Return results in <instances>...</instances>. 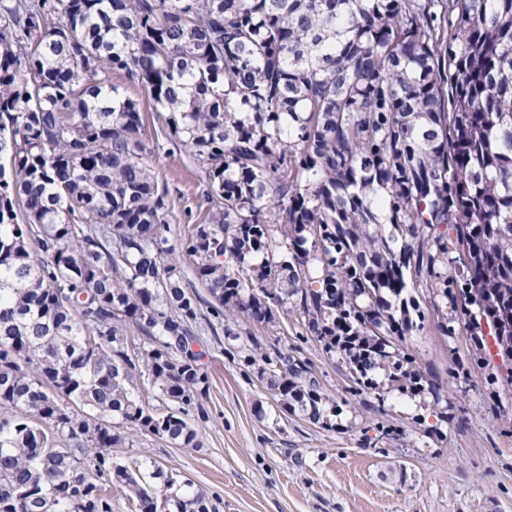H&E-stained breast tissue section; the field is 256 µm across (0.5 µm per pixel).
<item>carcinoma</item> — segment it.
Masks as SVG:
<instances>
[{"label":"carcinoma","instance_id":"obj_1","mask_svg":"<svg viewBox=\"0 0 512 512\" xmlns=\"http://www.w3.org/2000/svg\"><path fill=\"white\" fill-rule=\"evenodd\" d=\"M117 73L203 174L175 237ZM0 158V512H112L117 486L133 512H213L114 449L200 446L196 330L240 316L296 314L352 382L436 403L399 348L413 289L477 367L512 358V0H0ZM265 361L320 419L311 369Z\"/></svg>","mask_w":512,"mask_h":512}]
</instances>
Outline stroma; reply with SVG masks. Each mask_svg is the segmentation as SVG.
Here are the masks:
<instances>
[{
  "instance_id": "1",
  "label": "stroma",
  "mask_w": 512,
  "mask_h": 512,
  "mask_svg": "<svg viewBox=\"0 0 512 512\" xmlns=\"http://www.w3.org/2000/svg\"><path fill=\"white\" fill-rule=\"evenodd\" d=\"M165 186L171 226L197 221L204 190L197 165L178 144L149 158ZM240 341L304 361L327 405L326 423L284 409L245 366L231 337L205 333L202 367L209 389L191 419L200 447L175 448L135 437L123 458L157 463L204 492L216 512H512V386L489 395L484 369L472 366L466 330L441 335L426 319L406 344L448 383V403L431 395L356 393L340 355L303 333L296 316L271 328L240 318Z\"/></svg>"
}]
</instances>
